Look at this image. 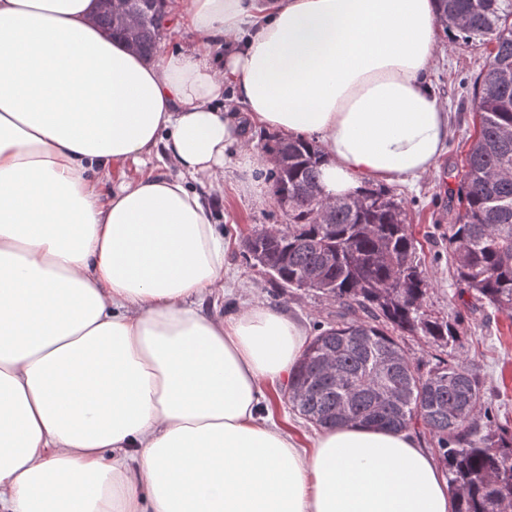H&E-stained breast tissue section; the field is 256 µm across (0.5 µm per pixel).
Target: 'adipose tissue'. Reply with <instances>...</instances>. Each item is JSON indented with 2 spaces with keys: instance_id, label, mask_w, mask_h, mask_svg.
<instances>
[{
  "instance_id": "adipose-tissue-1",
  "label": "adipose tissue",
  "mask_w": 512,
  "mask_h": 512,
  "mask_svg": "<svg viewBox=\"0 0 512 512\" xmlns=\"http://www.w3.org/2000/svg\"><path fill=\"white\" fill-rule=\"evenodd\" d=\"M95 11L0 0V512H455L412 432L265 416L296 319L201 307L249 129L316 141L330 199L433 169L435 0H167L212 48L153 59Z\"/></svg>"
}]
</instances>
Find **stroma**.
I'll return each mask as SVG.
<instances>
[{
	"instance_id": "1",
	"label": "stroma",
	"mask_w": 512,
	"mask_h": 512,
	"mask_svg": "<svg viewBox=\"0 0 512 512\" xmlns=\"http://www.w3.org/2000/svg\"><path fill=\"white\" fill-rule=\"evenodd\" d=\"M484 58L482 50L456 40L451 41L449 52L438 57L431 79L448 113L451 135L432 172L415 183L391 188L406 210L419 268L428 283L424 308L427 314L454 323L459 333L457 344L449 348L437 347L418 336L404 337L402 345L425 369L440 359L466 361L484 381L493 421L512 431V315L480 303L472 293H460L448 265V226L458 216V174L477 122L468 91ZM208 203L227 245V291L223 300L204 299V310L226 314L261 302L282 309L309 332L317 323L335 319V303L312 291L277 293L264 275L251 267L242 245L244 237L257 226L283 221L273 198L255 200L239 186L236 172L229 171L223 194L210 195ZM267 398L271 417L303 447H310L315 428L291 409L282 388L268 390Z\"/></svg>"
}]
</instances>
